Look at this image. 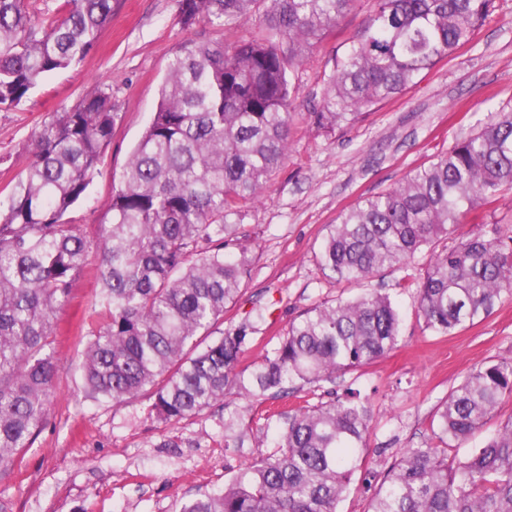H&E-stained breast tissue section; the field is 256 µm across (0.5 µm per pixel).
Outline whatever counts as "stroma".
Segmentation results:
<instances>
[{
  "instance_id": "stroma-1",
  "label": "stroma",
  "mask_w": 512,
  "mask_h": 512,
  "mask_svg": "<svg viewBox=\"0 0 512 512\" xmlns=\"http://www.w3.org/2000/svg\"><path fill=\"white\" fill-rule=\"evenodd\" d=\"M374 10L356 0L308 54L297 73L288 158L254 204L242 232L253 269L224 313L225 327L258 321L246 355L260 361L267 343L286 335L308 309L358 297L364 289L390 295L402 313L398 345L372 364L323 383L319 400L360 390L372 406L366 482H352L339 512H366L371 495L401 449L428 442L434 413L475 366L512 358V298L471 327L438 336L413 307L423 261L374 277L367 285L323 275L317 255L329 224L362 198L398 184L408 171L512 107V0H495L474 38L426 71L401 96L369 109L353 125L326 132L309 112L319 108L336 59ZM222 28L185 27L175 0H123L84 61L48 75L16 109L0 111V202L26 164L32 132L72 108L93 88L112 95L118 118L88 194L65 219L88 242L102 233L106 206L124 166L156 110L167 65L182 46L233 39ZM512 225V192L477 208L443 240L452 249L472 234ZM98 281L80 277L55 322L56 398L32 448L0 477L5 512H178L182 501L223 486L271 441L254 430L251 447L224 445V410L179 422L158 420L149 394L112 404L85 397L79 367L95 319ZM178 440L160 447L162 436Z\"/></svg>"
}]
</instances>
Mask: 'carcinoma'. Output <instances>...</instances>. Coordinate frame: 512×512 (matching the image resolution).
Here are the masks:
<instances>
[{
	"label": "carcinoma",
	"mask_w": 512,
	"mask_h": 512,
	"mask_svg": "<svg viewBox=\"0 0 512 512\" xmlns=\"http://www.w3.org/2000/svg\"><path fill=\"white\" fill-rule=\"evenodd\" d=\"M119 0H71L36 28L26 0H0V111L19 106L48 74L85 59ZM355 0H177L187 27L262 28L224 43H191L169 62L159 102L107 205L92 245L64 219L98 174L118 113L100 88L31 136V150L0 208V477L48 419L57 361L55 317L97 254L106 320L89 331L80 366L98 401L148 393L163 422L217 404L224 447L251 429L230 394L261 400L313 388L393 350L401 316L386 293L316 305L254 365H243L255 326L228 330L224 309L251 272L238 235L251 205L288 156L294 70ZM493 0H375V11L326 82L310 123L332 131L417 84L473 38ZM512 189V108L393 188L359 201L330 226L321 270L367 281L426 253L414 304L427 329L448 335L512 294V228L436 243L480 201ZM512 397V359L474 367L436 410L433 441L406 448L366 512H512V418L474 452L448 459ZM275 419V451L180 512H338L367 448L371 411L337 397L308 399Z\"/></svg>",
	"instance_id": "obj_1"
}]
</instances>
